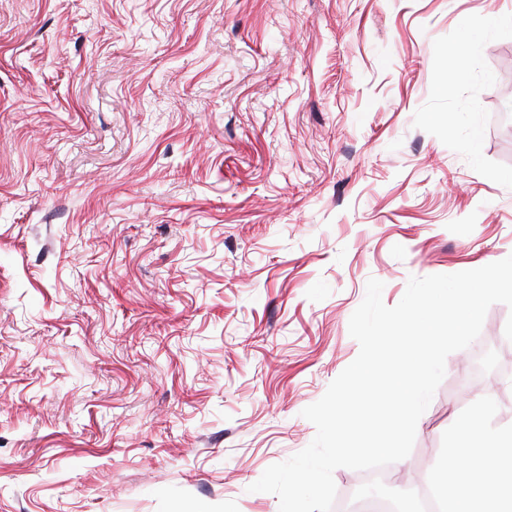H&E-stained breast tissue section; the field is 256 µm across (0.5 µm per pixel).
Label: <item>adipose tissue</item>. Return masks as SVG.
<instances>
[{
	"mask_svg": "<svg viewBox=\"0 0 512 512\" xmlns=\"http://www.w3.org/2000/svg\"><path fill=\"white\" fill-rule=\"evenodd\" d=\"M475 433L480 434L487 448L478 461L473 462L461 456L460 451L468 446L470 436ZM499 439V434L483 430L482 421L477 417L459 426L455 445L446 450L448 482L437 487L447 512H474L472 504L475 497L470 477L477 468L493 470L497 459L495 447Z\"/></svg>",
	"mask_w": 512,
	"mask_h": 512,
	"instance_id": "adipose-tissue-1",
	"label": "adipose tissue"
}]
</instances>
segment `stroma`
<instances>
[{
	"label": "stroma",
	"instance_id": "1",
	"mask_svg": "<svg viewBox=\"0 0 512 512\" xmlns=\"http://www.w3.org/2000/svg\"><path fill=\"white\" fill-rule=\"evenodd\" d=\"M512 0H0V512H279L369 279L512 254ZM487 311L396 477L476 401Z\"/></svg>",
	"mask_w": 512,
	"mask_h": 512
}]
</instances>
